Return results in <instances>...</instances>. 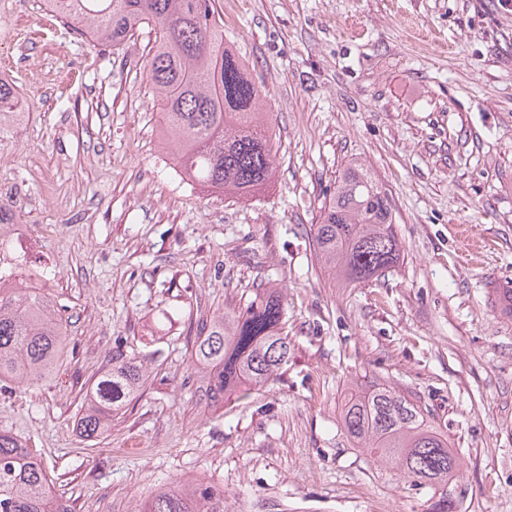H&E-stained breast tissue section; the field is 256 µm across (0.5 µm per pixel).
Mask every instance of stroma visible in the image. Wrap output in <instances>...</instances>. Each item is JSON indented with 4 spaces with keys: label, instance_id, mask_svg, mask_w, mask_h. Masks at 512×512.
Instances as JSON below:
<instances>
[{
    "label": "stroma",
    "instance_id": "obj_1",
    "mask_svg": "<svg viewBox=\"0 0 512 512\" xmlns=\"http://www.w3.org/2000/svg\"><path fill=\"white\" fill-rule=\"evenodd\" d=\"M262 90L275 168L238 199L180 174L145 69L153 35L112 48L0 0V265L67 334L47 378L0 381V428L74 512H140L161 487L223 490L224 512H429L341 430L354 386L420 398L459 466L451 512H512V0H216ZM386 190L402 245L341 285L315 226L342 171ZM467 224L488 251L461 262ZM277 290L294 345L268 388L200 402L198 325ZM147 383L96 440L77 418L115 350ZM17 96L12 84L0 80V124L7 120L19 116L22 112L17 111L15 101Z\"/></svg>",
    "mask_w": 512,
    "mask_h": 512
}]
</instances>
